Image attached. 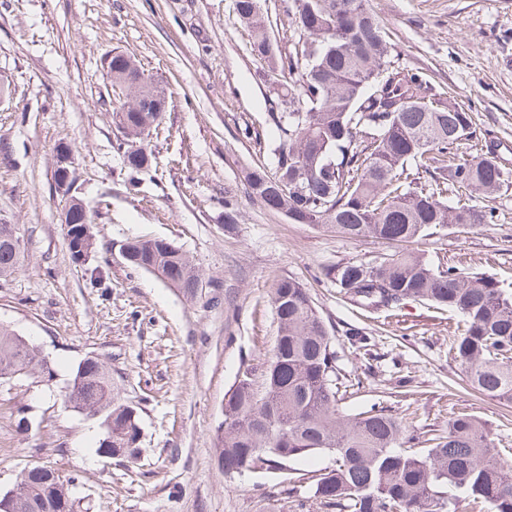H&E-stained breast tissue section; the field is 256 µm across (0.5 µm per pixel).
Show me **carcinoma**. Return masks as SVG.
<instances>
[{"label": "carcinoma", "instance_id": "cac0c4a2", "mask_svg": "<svg viewBox=\"0 0 512 512\" xmlns=\"http://www.w3.org/2000/svg\"><path fill=\"white\" fill-rule=\"evenodd\" d=\"M237 19L251 32L250 50L265 74L279 111L269 114L275 138L268 147L274 171L262 164L244 175L248 194L295 224H313L355 240L376 238L396 251L375 265L346 262L327 269L344 302L366 312H390L408 302H429L456 317L451 359L470 386L512 401V293L492 278L455 265H434L403 246L435 228L462 233L494 224L492 207L478 204L512 183V168L476 143L467 158L448 162L474 139L470 112L448 101L421 72L393 67V50L366 0H288L296 38L289 53L272 51L260 0H235ZM111 85L136 86V99L112 113L123 127L120 149L127 168L150 163L143 146L166 96L128 56L112 54ZM425 173L436 189L412 184ZM64 238L72 261L95 251L91 217L79 209ZM128 267L154 275L195 296L200 272L173 243L136 236L120 245ZM19 228L0 224V277L22 266ZM272 304L278 330L266 370V389L247 375L227 392L216 429L224 473L254 469L293 471L292 464L329 454L333 464L315 475L313 496L329 512H445L456 493L488 512H512V466L490 448L480 420L451 412L448 429L421 453L401 449L405 425L384 406L355 415L338 409L336 355L308 289L296 279L275 280ZM50 374L40 348L0 324V379ZM63 404L100 421L98 452L137 458L141 428L135 407L120 401L112 370L99 355L73 369ZM77 478L50 465L26 470L0 512H76Z\"/></svg>", "mask_w": 512, "mask_h": 512}]
</instances>
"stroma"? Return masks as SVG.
I'll list each match as a JSON object with an SVG mask.
<instances>
[{
  "instance_id": "obj_1",
  "label": "stroma",
  "mask_w": 512,
  "mask_h": 512,
  "mask_svg": "<svg viewBox=\"0 0 512 512\" xmlns=\"http://www.w3.org/2000/svg\"><path fill=\"white\" fill-rule=\"evenodd\" d=\"M397 66L422 71L473 117L487 141L512 143V0H368ZM234 0H0V222L18 225L22 268L0 279V323L30 337L50 380L0 383V492L34 465L76 474L85 512H293L282 477L225 475L215 446L224 395L244 370L255 388L277 335L274 281L302 282L324 319L346 414L382 402L411 434L448 427L457 405L483 423L512 464V403L470 391L449 356L447 314L409 303L387 318L346 304L327 267L374 262L392 250L294 224L247 194L242 171L273 164L270 93ZM130 56L163 88L166 110L146 140L152 161L128 169L112 121L119 102L104 59ZM73 152L75 194L93 215L95 253L71 262L53 189L57 148ZM139 191L130 194L129 182ZM238 201L236 224L224 199ZM498 221L423 237L411 251L512 283V185L486 200ZM173 242L199 268L183 296L129 268L125 239ZM362 328L371 351L347 328ZM105 356L123 402L140 409V454L97 452L98 420L64 409L74 366Z\"/></svg>"
}]
</instances>
